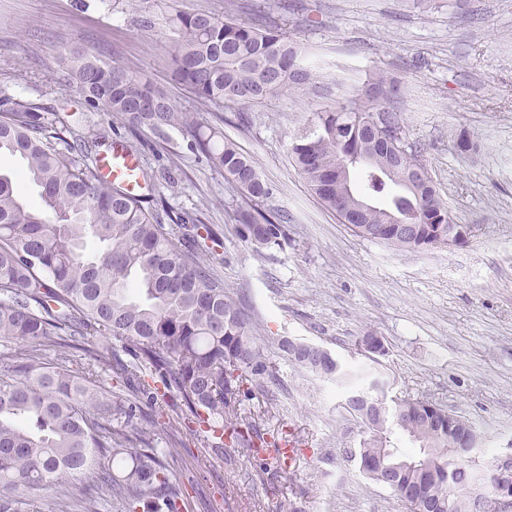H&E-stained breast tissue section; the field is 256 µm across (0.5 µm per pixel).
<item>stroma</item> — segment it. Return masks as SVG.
<instances>
[{
	"label": "stroma",
	"mask_w": 512,
	"mask_h": 512,
	"mask_svg": "<svg viewBox=\"0 0 512 512\" xmlns=\"http://www.w3.org/2000/svg\"><path fill=\"white\" fill-rule=\"evenodd\" d=\"M259 6L307 47L310 64L342 81L340 100L375 69L401 80L403 93L388 104L407 122L452 222L468 228L464 244L391 248L357 236L322 206L288 154L321 100L270 99L248 108L244 126L236 107L199 106L172 80L169 14L246 20ZM145 17L152 30L141 26ZM77 47L141 69L235 142L271 186L259 207L283 217L287 242L258 253L242 239L233 217L239 190L188 152L180 131L162 139L87 110L59 69ZM12 100L66 122L80 113L110 130L155 176L145 209L162 222L186 212L209 225L220 241L213 268L280 368L279 384L254 391L241 412L265 435L286 438L289 467L271 458L263 474L246 450L215 455L182 422L159 429V442L175 437L192 450L165 460L171 480L190 489L185 512H408L346 457L359 445L358 419L335 383L280 357L273 341L281 337L379 373L390 395L425 397L472 420L485 437L481 468L512 453V0H0V110ZM463 133L478 142L466 156L455 146ZM368 334L381 338L383 353L359 351Z\"/></svg>",
	"instance_id": "obj_1"
}]
</instances>
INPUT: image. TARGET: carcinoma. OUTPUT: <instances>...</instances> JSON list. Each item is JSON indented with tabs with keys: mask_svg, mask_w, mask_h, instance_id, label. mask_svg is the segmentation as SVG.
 <instances>
[{
	"mask_svg": "<svg viewBox=\"0 0 512 512\" xmlns=\"http://www.w3.org/2000/svg\"><path fill=\"white\" fill-rule=\"evenodd\" d=\"M167 24L172 80L205 105L336 95V79L259 15L240 21L178 10ZM59 65L89 107H104L132 130L186 135L187 147L240 190L245 204L234 220L255 251L286 241V225L256 209L272 189L221 132L204 131L163 89L124 66L87 51H71ZM363 87L401 92V82L381 71L369 73ZM366 118L406 133L397 110H382L374 95L361 92L313 113L289 145L295 166L342 221L350 188L337 170H357L360 194L382 201L358 223L379 228L399 217L419 225L415 237L390 229L374 241L401 249L436 246L448 237V207L430 186L406 188L404 167L386 172L395 146L366 134ZM83 141L75 126H56L31 103L0 112V159L20 163L0 168V338L14 343L0 358V512H25L39 491L51 492L57 512H69L78 477L94 492L83 512H99L105 498L120 499L125 512H183L188 497L170 483L162 462L181 442L158 448L156 431L177 417L216 454L244 448L256 457L278 447L240 413L242 397L274 379L278 367L203 258L199 240L217 242L212 230L189 215L162 224L123 187L105 186L97 166L86 162ZM21 178L40 189V203L21 199ZM100 338L120 344L129 359L99 348ZM49 347L57 353L51 368L44 359ZM277 349L349 390L345 408L364 430L359 447L345 454L367 479L387 485L414 512H469L476 473L452 453L462 429L476 431L469 419L458 417L450 429L445 409L411 397L368 418L354 398H379L381 376L347 370L321 351H292L286 339ZM109 373L116 391L106 386ZM401 435L412 446H399Z\"/></svg>",
	"mask_w": 512,
	"mask_h": 512,
	"instance_id": "1",
	"label": "carcinoma"
}]
</instances>
